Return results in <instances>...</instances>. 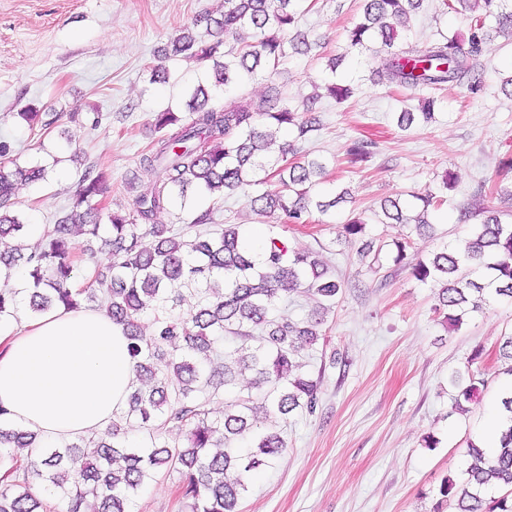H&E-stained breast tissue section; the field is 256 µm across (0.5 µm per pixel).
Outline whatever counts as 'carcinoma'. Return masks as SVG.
Returning <instances> with one entry per match:
<instances>
[{
  "label": "carcinoma",
  "instance_id": "cac0c4a2",
  "mask_svg": "<svg viewBox=\"0 0 512 512\" xmlns=\"http://www.w3.org/2000/svg\"><path fill=\"white\" fill-rule=\"evenodd\" d=\"M306 2L224 0L220 17L197 19L210 39L186 29L170 40L168 55L200 66L213 63L215 82L224 87L246 85L260 75L269 85L261 97L243 96L223 109L199 84L186 93L189 118L169 108L156 113L160 136L140 164L157 172L158 180L150 192L138 194L137 175L127 179V191L135 194L133 212L114 211L109 223H101L92 200L106 191L107 176L88 170L68 213L26 248L18 240L28 225L7 210L8 202L18 184L43 181L48 172L39 164L0 167V319H15L22 308L34 315L95 303L126 326L137 373L125 409L102 435L57 445L0 422V443L15 448L0 451V512H49L55 498L65 502L62 512H85L89 496L95 512H133L139 491L159 474L174 472L185 512H236L252 478L286 452L288 414L315 412L319 382L302 372L301 353L318 340L321 315L342 288L317 253L294 250L271 232L259 262L244 249L237 225L205 229L211 207L185 228L154 223L170 207L264 183L265 159L275 148L282 161L273 171L275 188L251 197L252 211L278 210L287 224H309L315 213L335 217L349 191H314V177L325 173V163L298 155L291 141L277 143L284 128H296L300 138L313 128V119H299L274 80L288 49L306 43L301 34L291 35ZM363 2L362 20L347 31V50L379 45L384 58L373 75L382 85L416 91L458 84L477 94L478 69L491 45L489 28L512 41V0H440L444 12H472L465 47L453 37L400 45L399 30L409 26L424 0ZM434 107V98L420 97L414 108L399 113L397 124L408 129L417 115L428 123ZM374 145L368 138L353 142L352 161H367ZM412 198L409 214L397 197L383 198L380 209L385 223L412 225L423 235L432 229L430 213L444 200L430 191ZM366 224L361 216L342 224V236L358 245L363 259L373 252V242L364 239ZM77 234L85 238L80 252L73 241ZM98 240L109 263L78 286L79 267L93 261ZM412 274L438 287L436 310L459 328L464 315L480 311L488 299H512V223L488 212L472 238L434 253ZM290 293L315 301L309 317L272 316ZM144 317L153 321L148 336L141 330ZM228 337L235 347L224 345ZM452 383L460 409L462 401L480 394L484 380L458 372ZM220 399L224 413L215 416L211 405ZM124 422L145 436L127 439ZM468 456L465 479L445 480L440 494L454 498L459 512H483L480 492L495 483L505 492L492 500L490 512H512V425L502 430L493 458L475 443Z\"/></svg>",
  "mask_w": 512,
  "mask_h": 512
}]
</instances>
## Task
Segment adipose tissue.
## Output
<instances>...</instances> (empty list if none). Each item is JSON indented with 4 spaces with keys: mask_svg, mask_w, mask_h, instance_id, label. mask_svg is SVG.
Returning a JSON list of instances; mask_svg holds the SVG:
<instances>
[{
    "mask_svg": "<svg viewBox=\"0 0 512 512\" xmlns=\"http://www.w3.org/2000/svg\"><path fill=\"white\" fill-rule=\"evenodd\" d=\"M136 383L124 325L106 309H52L0 335V407L65 443L108 430Z\"/></svg>",
    "mask_w": 512,
    "mask_h": 512,
    "instance_id": "1",
    "label": "adipose tissue"
}]
</instances>
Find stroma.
Returning a JSON list of instances; mask_svg holds the SVG:
<instances>
[{
	"mask_svg": "<svg viewBox=\"0 0 512 512\" xmlns=\"http://www.w3.org/2000/svg\"><path fill=\"white\" fill-rule=\"evenodd\" d=\"M220 10V0H0V141L9 147L0 163L54 166L48 180L17 186L13 209L25 222L54 223L89 166L111 184L102 215L133 210L126 177L137 175L143 192L155 182L139 167L158 137L154 112L182 110L184 90L207 77L206 69L179 58L166 61V80H152L158 52L183 29L204 34L197 18ZM361 13V0H318L301 16L298 28L313 48L289 55L276 76L293 109L332 73L328 61L344 52ZM467 29L464 15L440 13L436 0H424L400 42L461 37ZM375 66L366 56L346 59L332 74L350 86V98H321L317 130L298 142L303 154L326 160L323 189L353 191L335 223L293 226L278 212L255 215L250 199L261 193L258 185L226 194L214 214L215 223L240 225L246 234L278 227L290 245L317 251L343 283L318 341L304 352L307 372L320 381L319 406L289 416L285 455L253 478L238 512H455L439 488L445 478H462L469 442L512 391V376L501 373L494 356L512 335V300H489L450 331L435 310V288L411 274L419 260L471 235L480 222L475 206L512 214V180L496 176L499 163L512 157V86L504 82L512 75V42L494 39L480 75L482 94L456 85L435 90L434 122L406 130L395 115L409 93L371 81ZM30 105L52 115V124L22 122L18 114ZM365 136L376 143L372 157L351 163V143ZM70 140L80 151L75 162ZM447 173L454 180L449 188ZM425 191L447 199L434 235L410 236L404 260L395 262L393 242L404 229L372 212L382 197ZM360 212L370 217L366 231L381 249L378 261L360 259L341 235V221ZM479 348L485 354L477 359ZM466 370L485 386L459 413L450 378ZM430 438L435 447H427ZM177 484L176 475L157 476L136 498L135 512H183Z\"/></svg>",
	"mask_w": 512,
	"mask_h": 512,
	"instance_id": "1",
	"label": "stroma"
}]
</instances>
